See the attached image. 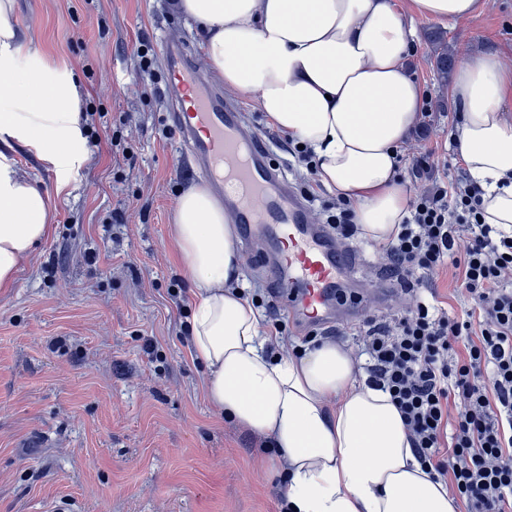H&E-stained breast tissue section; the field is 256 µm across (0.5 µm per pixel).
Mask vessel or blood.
Here are the masks:
<instances>
[{
  "label": "vessel or blood",
  "mask_w": 512,
  "mask_h": 512,
  "mask_svg": "<svg viewBox=\"0 0 512 512\" xmlns=\"http://www.w3.org/2000/svg\"><path fill=\"white\" fill-rule=\"evenodd\" d=\"M160 64L168 77L169 119L191 171L223 200L246 254L272 288L286 289L289 312L308 327L356 319L360 296H340L355 272L347 246L272 163L268 144L244 135L242 112L207 82L185 43H164Z\"/></svg>",
  "instance_id": "1"
}]
</instances>
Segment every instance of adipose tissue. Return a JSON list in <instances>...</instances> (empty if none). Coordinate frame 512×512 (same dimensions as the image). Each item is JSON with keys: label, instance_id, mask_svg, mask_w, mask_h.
<instances>
[{"label": "adipose tissue", "instance_id": "ef3b65f1", "mask_svg": "<svg viewBox=\"0 0 512 512\" xmlns=\"http://www.w3.org/2000/svg\"><path fill=\"white\" fill-rule=\"evenodd\" d=\"M484 0H178L203 34L225 87L253 96L279 130L307 145L319 181L354 202L364 237L387 240L408 214L396 150L415 129L420 88L410 71L412 17L442 23ZM450 96L456 145L483 191L484 220L512 228V70L496 51L460 61ZM72 78L31 65L12 0H0V136L48 159H77L83 141ZM41 190L0 149V289L46 235ZM174 233L195 288L191 344L210 402L267 434L285 471V512H459L444 481L416 461L388 392L360 383L358 362L321 343L273 357L256 309L231 283L234 237L202 186L177 200ZM339 397L335 410L326 400Z\"/></svg>", "mask_w": 512, "mask_h": 512}]
</instances>
